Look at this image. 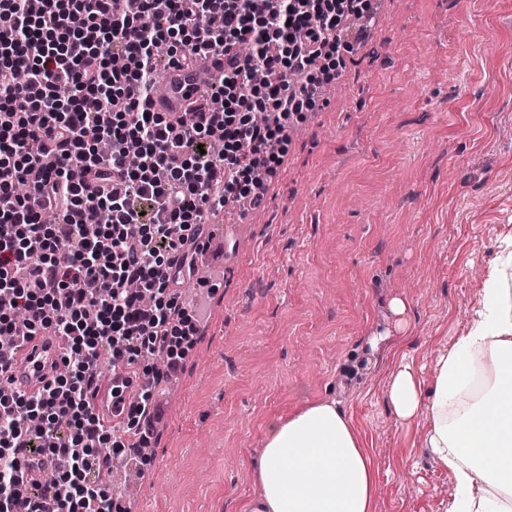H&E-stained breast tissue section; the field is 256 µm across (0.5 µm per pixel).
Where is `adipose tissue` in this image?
<instances>
[{
  "label": "adipose tissue",
  "mask_w": 512,
  "mask_h": 512,
  "mask_svg": "<svg viewBox=\"0 0 512 512\" xmlns=\"http://www.w3.org/2000/svg\"><path fill=\"white\" fill-rule=\"evenodd\" d=\"M397 418L429 415L425 444L453 473L445 512H512V241L503 243L465 334L436 356L423 393L410 365L391 379ZM243 512H375L377 472L335 402L309 401L270 422Z\"/></svg>",
  "instance_id": "1"
}]
</instances>
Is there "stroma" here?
I'll list each match as a JSON object with an SVG mask.
<instances>
[{
	"label": "stroma",
	"instance_id": "1",
	"mask_svg": "<svg viewBox=\"0 0 512 512\" xmlns=\"http://www.w3.org/2000/svg\"><path fill=\"white\" fill-rule=\"evenodd\" d=\"M340 86L288 128L260 204L232 225L214 292L183 282L205 320L155 392L165 410L123 512H240L270 419L333 400L378 473L376 512H443L454 477L425 448L427 414L386 400L412 363L465 333L512 239V0H373ZM402 298L404 315L392 310Z\"/></svg>",
	"mask_w": 512,
	"mask_h": 512
}]
</instances>
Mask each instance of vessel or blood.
Here are the masks:
<instances>
[{
	"mask_svg": "<svg viewBox=\"0 0 512 512\" xmlns=\"http://www.w3.org/2000/svg\"><path fill=\"white\" fill-rule=\"evenodd\" d=\"M221 80L224 75L223 58H203L190 68L174 66L168 72L167 88L163 95L154 98L150 108L156 112H184L191 101L198 99L203 76ZM64 341L57 336H29L19 341L15 353L11 386L33 395L42 391L61 361ZM96 413L112 419V377L104 375L97 385L93 398Z\"/></svg>",
	"mask_w": 512,
	"mask_h": 512,
	"instance_id": "b4317fda",
	"label": "vessel or blood"
}]
</instances>
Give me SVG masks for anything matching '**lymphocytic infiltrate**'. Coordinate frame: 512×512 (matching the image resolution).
Wrapping results in <instances>:
<instances>
[{"mask_svg":"<svg viewBox=\"0 0 512 512\" xmlns=\"http://www.w3.org/2000/svg\"><path fill=\"white\" fill-rule=\"evenodd\" d=\"M370 0H0V378L15 317L63 337L42 394L0 385V512H116L109 458L142 454L154 364L175 366L199 312L180 301L205 214L257 201L289 120L316 106L353 52ZM227 55L194 111L153 112L161 62ZM222 153L210 151L214 130ZM57 216L40 221L42 212ZM115 371L121 434L93 411ZM112 455V456H113ZM56 461L44 481L26 470Z\"/></svg>","mask_w":512,"mask_h":512,"instance_id":"f902f5d3","label":"lymphocytic infiltrate"}]
</instances>
